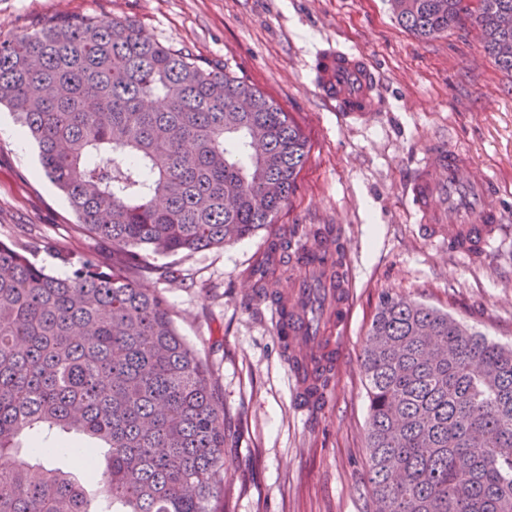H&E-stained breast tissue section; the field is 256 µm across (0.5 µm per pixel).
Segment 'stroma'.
<instances>
[{
    "instance_id": "35a3bbf8",
    "label": "stroma",
    "mask_w": 512,
    "mask_h": 512,
    "mask_svg": "<svg viewBox=\"0 0 512 512\" xmlns=\"http://www.w3.org/2000/svg\"><path fill=\"white\" fill-rule=\"evenodd\" d=\"M64 14L135 21L152 39L244 77L300 128L307 161L278 221L296 239L311 225H337L352 278L329 407L310 419L297 413L271 308L256 293L271 229L167 257L177 281L149 285L167 297L178 332L208 358L224 396V512H366L360 355L382 297L434 306L512 346V77L484 52L477 27L422 39L399 24L390 0H0V34ZM336 41L366 54L379 74L368 121L342 123L314 85L315 54ZM440 136L495 182L505 222L487 258L429 242L407 209L404 183ZM77 224L36 144L21 151L0 137V241L29 245L61 274L54 250L103 249Z\"/></svg>"
}]
</instances>
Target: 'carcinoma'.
Masks as SVG:
<instances>
[{
    "label": "carcinoma",
    "mask_w": 512,
    "mask_h": 512,
    "mask_svg": "<svg viewBox=\"0 0 512 512\" xmlns=\"http://www.w3.org/2000/svg\"><path fill=\"white\" fill-rule=\"evenodd\" d=\"M431 38L470 20L512 74V0H394ZM0 105L108 257L55 252L54 276L0 241V512H220L228 423L208 362L177 331L155 259L273 224L306 141L242 77L131 20L61 16L0 37ZM317 247L344 249L329 224ZM288 233L275 236L260 289ZM369 512H512V346L423 303L383 298L363 349ZM74 434L85 465L53 466Z\"/></svg>",
    "instance_id": "cac0c4a2"
}]
</instances>
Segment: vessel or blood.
I'll return each instance as SVG.
<instances>
[{"label": "vessel or blood", "mask_w": 512, "mask_h": 512, "mask_svg": "<svg viewBox=\"0 0 512 512\" xmlns=\"http://www.w3.org/2000/svg\"><path fill=\"white\" fill-rule=\"evenodd\" d=\"M314 83L346 122L366 119L373 102L376 76L364 54L343 45H331L317 52L313 66ZM407 204L429 239L447 243L450 251L470 260L487 257L500 231L503 211L492 180L475 175L468 157L446 140H435L426 148L408 181ZM312 266L289 282L273 307V326L284 337V351L295 383L298 412L313 415L325 410L333 394L321 387L318 374L336 368L337 349H317L313 324L298 308L299 301L314 293L317 284ZM346 273L336 278V329L344 331L350 317L345 296Z\"/></svg>", "instance_id": "1"}]
</instances>
